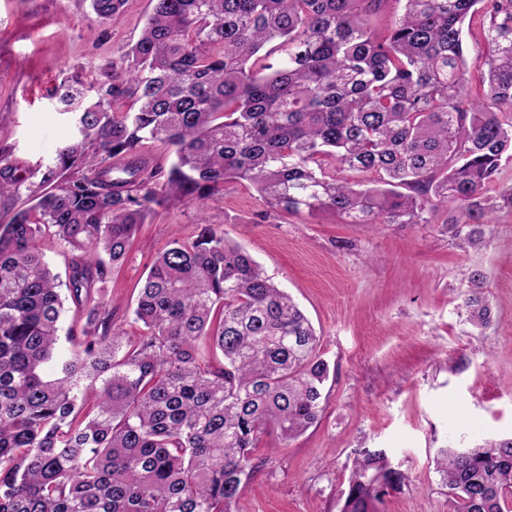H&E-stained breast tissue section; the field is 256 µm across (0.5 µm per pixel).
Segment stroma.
<instances>
[{
	"label": "stroma",
	"mask_w": 512,
	"mask_h": 512,
	"mask_svg": "<svg viewBox=\"0 0 512 512\" xmlns=\"http://www.w3.org/2000/svg\"><path fill=\"white\" fill-rule=\"evenodd\" d=\"M152 0H125L98 26L89 0H0V148L34 175L69 128L54 108L59 83L90 75L138 38ZM484 247L458 248L456 229L432 224H339L280 217L258 193L230 183L204 206L173 200L143 224L108 276L115 335L135 331L130 306L173 232L222 225L306 312L331 366L324 410L289 442L262 436L267 457L236 512H336L354 451L383 448L406 475L378 512H455L436 470L441 449L512 435V208H500ZM487 272L492 324L462 305L468 274Z\"/></svg>",
	"instance_id": "1"
}]
</instances>
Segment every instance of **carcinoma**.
<instances>
[{
    "mask_svg": "<svg viewBox=\"0 0 512 512\" xmlns=\"http://www.w3.org/2000/svg\"><path fill=\"white\" fill-rule=\"evenodd\" d=\"M153 2L119 59L57 89L71 133L40 180L0 173V196L27 201L0 224V512H235L264 466L260 435L288 441L319 420L330 365L315 328L219 224L173 236L140 288L137 333H112L96 284L170 200L202 206L240 183L278 215L342 224H430L451 205L464 250L495 223L512 0H402L382 35L361 15L391 0ZM123 4L90 0L100 25ZM477 16L489 54L474 110L463 29ZM151 143L168 167L144 159ZM48 234L71 253L65 285ZM486 283L471 270L464 298L482 328ZM68 300L86 322L63 335ZM201 337L214 360L197 358ZM436 465L456 512H512V437L445 448ZM405 479L385 449L359 448L338 512H377Z\"/></svg>",
    "mask_w": 512,
    "mask_h": 512,
    "instance_id": "carcinoma-1",
    "label": "carcinoma"
}]
</instances>
